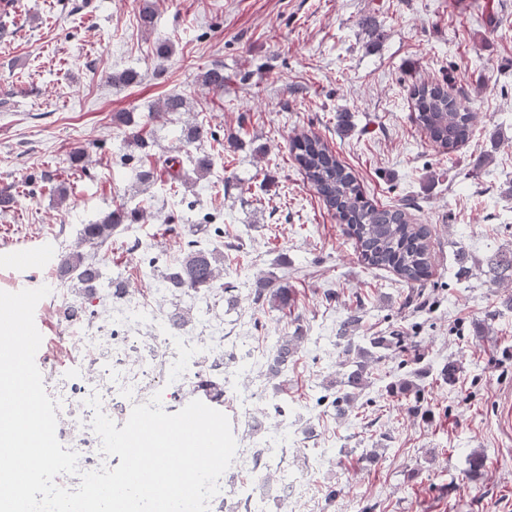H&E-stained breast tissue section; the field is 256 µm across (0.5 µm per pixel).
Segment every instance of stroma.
I'll return each instance as SVG.
<instances>
[{"label":"stroma","mask_w":512,"mask_h":512,"mask_svg":"<svg viewBox=\"0 0 512 512\" xmlns=\"http://www.w3.org/2000/svg\"><path fill=\"white\" fill-rule=\"evenodd\" d=\"M0 12V188L15 204L0 211V291L48 286L44 334L52 347L44 381L75 378L69 355L85 321L62 323L74 303L54 266L33 270L29 254L54 255L77 241L83 224L115 205L146 208L97 251L101 314L131 303L167 317L191 308L187 335L222 331L228 353L253 351L256 363L225 380L245 409L228 412L238 447L275 448L265 466L233 471L214 500L224 512H512V287L487 265L512 251V0H150L154 34L138 26L142 0H22ZM172 52L163 68L155 39ZM219 63L224 89L197 80ZM138 72L135 85L106 83L103 72ZM447 81L476 113L473 134L443 153L413 122L409 90ZM187 95L196 117L218 132L200 147L180 139V124L149 119L159 100ZM132 113L154 144V184L140 185L124 163L114 115ZM249 113V134L231 151L226 138ZM340 112L351 127L341 131ZM321 137L379 204L406 205L431 231L432 275L409 285L367 268L354 242L304 180L289 153L298 134ZM83 143V165L69 162ZM214 165L194 171L199 153ZM184 179L171 187L166 160ZM68 189L66 201L45 177ZM224 226L223 239L190 233L201 215ZM224 254V286L172 295L160 274L187 236ZM466 253V268L458 255ZM157 258L148 266L147 258ZM287 278L288 311L254 305L257 276ZM122 282L125 298L112 295ZM362 322L355 344L400 336L354 412L337 418L330 398L343 370L338 330L351 310ZM301 330L288 370L269 381L262 357ZM461 365L454 387L439 379L448 359ZM413 378L420 402L387 387ZM377 450L368 465L365 452ZM486 458L480 480L467 472L473 451ZM256 487L243 507V485Z\"/></svg>","instance_id":"35a3bbf8"}]
</instances>
